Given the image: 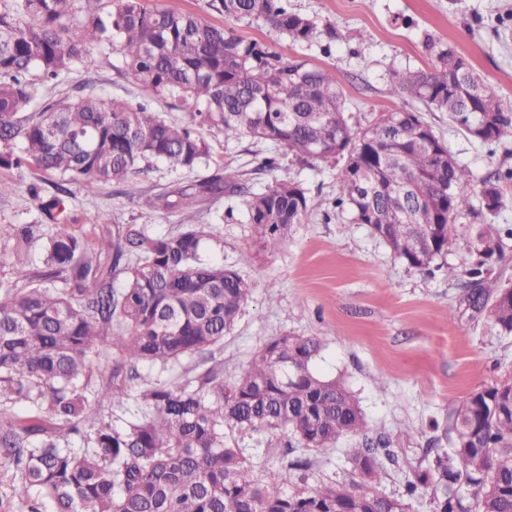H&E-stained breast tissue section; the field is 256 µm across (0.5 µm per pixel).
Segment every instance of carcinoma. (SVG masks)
<instances>
[{
  "label": "carcinoma",
  "instance_id": "1",
  "mask_svg": "<svg viewBox=\"0 0 512 512\" xmlns=\"http://www.w3.org/2000/svg\"><path fill=\"white\" fill-rule=\"evenodd\" d=\"M79 3L11 0L0 7V144L10 148L0 152L1 167L32 165L85 191L124 183L152 159L193 170L208 155L196 129L206 124L227 142L248 136L300 160H344L336 209H350L356 223L415 269L433 265L451 224L472 209L469 172L418 113L393 109L356 132L335 78L305 60L145 0H110L111 10L86 17L77 35ZM217 9L294 43L315 34L288 0H218ZM107 47L146 91L177 95L192 121L172 124L145 105L107 103L92 91L19 115L34 99L30 70L55 79ZM424 48L434 57L432 69L392 72L390 93L448 113L482 145L511 138L512 113L470 62L430 36ZM28 192L57 226L41 246L42 266H16L13 279L0 280V407L33 405L21 424L0 419V462L19 472L14 495L28 512H40V500L54 512H407L403 499L376 490L388 455L381 439L351 449L349 478L315 487L306 462L258 465L226 442L229 432L285 429L297 444L288 451L321 452L361 433L366 421L341 381L314 371L317 337L271 339L235 382L224 384V362L214 352L234 329L252 283L233 267L200 260L213 225L152 236L128 224L92 249L65 224L70 189L58 186L47 196L33 184ZM224 194L241 197L262 238L285 236L310 209L305 190L289 179L244 196L228 167L197 183L174 181L145 205L187 213ZM479 201L489 214L501 211L497 181H482ZM3 236L26 253L43 239L42 225L1 224ZM496 238L490 224L478 230L481 254L495 253ZM125 259L126 276L115 289L113 273ZM485 273L480 264L469 270L467 300L511 334L512 295L486 290ZM107 349L112 387L92 393V357ZM185 359L213 365L178 385L158 380L129 392L126 380L138 365L165 371ZM130 398L137 412L120 427L112 424L105 410ZM72 434L83 447L61 446ZM448 439L450 448L436 449L428 469L406 482L407 498L422 484L433 490V512H512V379L454 406ZM463 483L474 489L471 506L455 490Z\"/></svg>",
  "mask_w": 512,
  "mask_h": 512
}]
</instances>
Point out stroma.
<instances>
[{
  "label": "stroma",
  "instance_id": "1",
  "mask_svg": "<svg viewBox=\"0 0 512 512\" xmlns=\"http://www.w3.org/2000/svg\"><path fill=\"white\" fill-rule=\"evenodd\" d=\"M316 29L334 25L351 31L350 39L326 44L316 38L304 44L284 36L269 37L259 23H230L211 0H146L151 8L198 16L217 26H233L244 41L270 43L283 57L298 58L328 71L354 106L352 122L362 129L380 113L400 108L421 117L447 144L457 161L472 174V187L483 179H500L504 206L496 218L481 207L459 216L452 225L442 267L427 272L408 267L350 213H337L342 165L333 160L303 162L278 154L276 147L246 137L225 141L217 129H203L209 147L206 163L196 170L172 171L153 163L124 184H102L94 192L74 189L69 228L88 243L103 230L139 224L153 235L180 231L184 224H211L213 238L200 248L202 260L240 266L253 292L242 315L216 351L224 362V379L233 381L249 366L257 349L270 339L290 334L316 336L323 344L316 371L341 380L357 399L366 420L362 436L343 438L336 448L310 453V484L340 480L347 474L348 449L361 438L385 437L398 464L383 474L378 489L400 497L404 480L424 462L431 448L447 447L442 427L449 409L470 393L512 376V335L500 332L485 313L465 299L467 271L478 261L474 238L478 225L493 223L501 231L504 261H489L490 277L512 286V141L482 145L472 141L449 120L447 113L429 111L413 99L388 91L394 69H427L431 58L423 48L426 35L454 46L477 74L498 87L512 105V0H289ZM36 102L80 95L91 85L103 99L130 105L149 104L162 118L185 123L189 113L176 96L148 94L129 77L122 57L99 50L69 73L47 80L32 71ZM279 155V169H260L263 157ZM238 172L246 191L259 193L274 179L300 184L313 209L303 223L292 225L287 237L259 240L235 197H210L197 215L152 210L145 197L170 183L200 181L218 169ZM59 174L36 168L0 167V224H42L29 184L45 190L62 182ZM45 235L54 225L42 224ZM457 278H448L446 268ZM451 309L443 317L442 309ZM287 434L278 430L233 434L231 445L246 448L254 460H279Z\"/></svg>",
  "mask_w": 512,
  "mask_h": 512
}]
</instances>
